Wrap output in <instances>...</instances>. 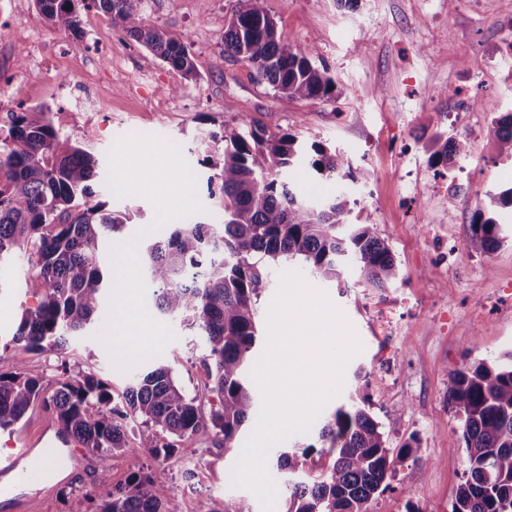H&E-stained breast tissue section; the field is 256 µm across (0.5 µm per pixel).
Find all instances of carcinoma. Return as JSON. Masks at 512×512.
I'll list each match as a JSON object with an SVG mask.
<instances>
[{
  "mask_svg": "<svg viewBox=\"0 0 512 512\" xmlns=\"http://www.w3.org/2000/svg\"><path fill=\"white\" fill-rule=\"evenodd\" d=\"M44 19L81 38L79 8L112 16L113 24L153 56L194 78L189 44L142 22L145 0H35ZM224 53L253 71L282 99L329 97L334 79L313 62V51L288 44L258 0H233L224 27ZM501 151L512 156V112L495 120ZM466 144H443L431 155L448 165ZM203 164L210 198L219 201L214 221L176 224L163 239L141 249L142 272L152 284L157 313L181 320L205 338L220 408L205 413L195 397L175 383L164 366L142 374L126 390L127 409L112 405L107 382L77 380L61 369L57 388L42 398V379L23 371L0 372V430L20 422L39 400L53 407L64 432L100 453L103 460L125 448L129 417L142 418L139 439L159 459L172 451L157 434L205 440L224 437L228 448L256 406L250 369L257 339V302L269 286L266 260L299 261L317 278L333 281L350 265L371 288L385 289L398 277L389 245L372 224L347 223L339 196L312 201L298 195L285 173L305 167L329 180L351 177L348 158L320 142L270 134L253 125L209 138ZM98 160L86 143L56 127L43 107L13 115L0 132V263L17 250L35 251L28 288L38 297L23 311L12 342L22 352L55 354L89 324L113 271H102L100 245L130 221V213L96 199ZM501 222L480 212L468 249L489 252L500 245ZM448 405L459 419L467 468L452 512H512V353L503 361L477 364L449 378ZM335 455L332 465L288 482L286 512H371L391 489L389 480L417 452L407 442L387 446L384 425L363 406L336 407L319 431ZM314 446L277 456L276 467L296 473ZM168 473L158 462L134 464L125 485L112 489L97 512H182L175 499L162 502L156 487Z\"/></svg>",
  "mask_w": 512,
  "mask_h": 512,
  "instance_id": "cac0c4a2",
  "label": "carcinoma"
}]
</instances>
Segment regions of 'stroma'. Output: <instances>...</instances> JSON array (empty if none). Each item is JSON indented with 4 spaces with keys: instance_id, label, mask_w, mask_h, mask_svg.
<instances>
[{
    "instance_id": "stroma-1",
    "label": "stroma",
    "mask_w": 512,
    "mask_h": 512,
    "mask_svg": "<svg viewBox=\"0 0 512 512\" xmlns=\"http://www.w3.org/2000/svg\"><path fill=\"white\" fill-rule=\"evenodd\" d=\"M232 0H148L143 22L186 40L197 72L185 79L128 39L110 16L79 12L82 42L47 23L34 0H0L16 28L7 43L11 73L0 98V127L17 106L66 107L73 140L89 143L99 160V200L133 213L123 231L130 239L155 218L138 197L116 198L107 185L108 153L117 139L146 129L178 143L197 177L205 208L215 207L206 187L199 143L224 129L259 124L341 151L354 180L296 175L298 194L324 200L343 195L349 221L374 225L392 249L398 281L379 291L344 269L339 282L311 278L341 309L362 343L344 373L336 404L367 398L388 444L417 440L407 462L418 472L411 493L401 477L374 504V512H451L466 469L459 422L448 408V379L480 360L512 351V235L489 253L467 250L477 212L512 220L493 209L490 195L512 187V158L493 136L495 118L512 112V0H359L348 9L336 0H259L293 47L316 48L317 65L336 82L333 98L284 101L257 83L252 69L224 54V25ZM461 140L466 154L448 168L433 166L437 141ZM35 255L20 251L0 272V371L24 359L52 395L61 369L108 382L115 404L136 376L116 369L97 334L99 312L83 336L60 354L22 353L11 341L24 309L36 300L27 288ZM177 335L146 368L168 366L189 395L209 401L211 384L204 338L178 320ZM256 425L248 420L232 448L223 437L206 441L160 434L176 450L164 459L167 480L160 499H177L183 512H212L224 497L262 512L248 489L232 486L231 473ZM137 429L112 460L84 450L75 476L37 495L30 512H93L113 488L124 485L132 464L153 463Z\"/></svg>"
}]
</instances>
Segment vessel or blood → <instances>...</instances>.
Here are the masks:
<instances>
[{
	"mask_svg": "<svg viewBox=\"0 0 512 512\" xmlns=\"http://www.w3.org/2000/svg\"><path fill=\"white\" fill-rule=\"evenodd\" d=\"M44 431L47 435L45 447L27 444L0 453V486L15 488L12 498L15 512H24L30 500L29 495L22 492V484H36L43 490L55 487L57 476L50 463L51 457L64 458L74 464L79 461L74 439L50 424Z\"/></svg>",
	"mask_w": 512,
	"mask_h": 512,
	"instance_id": "b4317fda",
	"label": "vessel or blood"
}]
</instances>
